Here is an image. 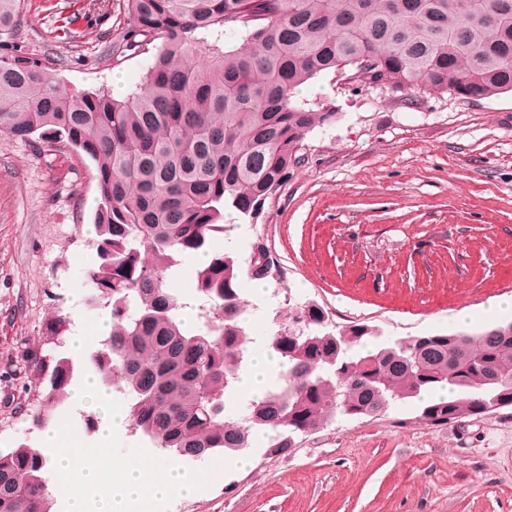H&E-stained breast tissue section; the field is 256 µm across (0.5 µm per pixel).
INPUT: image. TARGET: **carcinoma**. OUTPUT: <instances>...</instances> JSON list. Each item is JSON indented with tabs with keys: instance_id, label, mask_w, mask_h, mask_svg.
<instances>
[{
	"instance_id": "1",
	"label": "carcinoma",
	"mask_w": 512,
	"mask_h": 512,
	"mask_svg": "<svg viewBox=\"0 0 512 512\" xmlns=\"http://www.w3.org/2000/svg\"><path fill=\"white\" fill-rule=\"evenodd\" d=\"M22 0H0V131L38 136L48 151L95 164L98 265L86 276L112 328L85 364L126 398L129 427L169 458L204 463L250 447L271 430L278 455L336 415L370 416L447 387L421 416L446 425L481 417L512 398V322L480 332L383 340L368 325L339 327L291 294L274 318L271 348L286 367L275 390L239 399L255 342L240 280L279 281L263 237L248 256L218 245L229 213L253 226L299 162L307 133L339 113L295 98L330 73L396 92L464 99L512 93V0H125L112 59L148 45L151 64L126 98L63 90L57 59L19 44ZM243 43L228 45L227 33ZM202 253L194 274L198 325L172 287L181 258ZM43 384L31 430L65 415L71 357L31 359ZM51 455L21 441L0 448V512H52Z\"/></svg>"
}]
</instances>
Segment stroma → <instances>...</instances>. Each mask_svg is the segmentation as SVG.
<instances>
[{
	"label": "stroma",
	"mask_w": 512,
	"mask_h": 512,
	"mask_svg": "<svg viewBox=\"0 0 512 512\" xmlns=\"http://www.w3.org/2000/svg\"><path fill=\"white\" fill-rule=\"evenodd\" d=\"M90 0H24L21 35L30 49L61 57L53 76L67 89H135L151 54L112 65V32L123 0L93 11ZM81 34L71 49L68 31ZM340 118L303 141L299 164L269 205L268 224H237L224 245L247 254L263 236L282 284L253 297L252 327L270 334L285 295L319 305L333 324H366L382 339L471 330L512 320L487 312L512 288V93L462 99L327 75L300 91ZM95 166L68 152L48 166L39 138L0 132V448L31 432L38 375L19 355L54 353L50 322L69 317L87 348L108 310L87 306L86 274L98 257ZM255 436L248 458L221 462L208 488L166 512H512V406L447 425L421 418L410 400L385 412L337 416L279 455Z\"/></svg>",
	"instance_id": "obj_1"
}]
</instances>
